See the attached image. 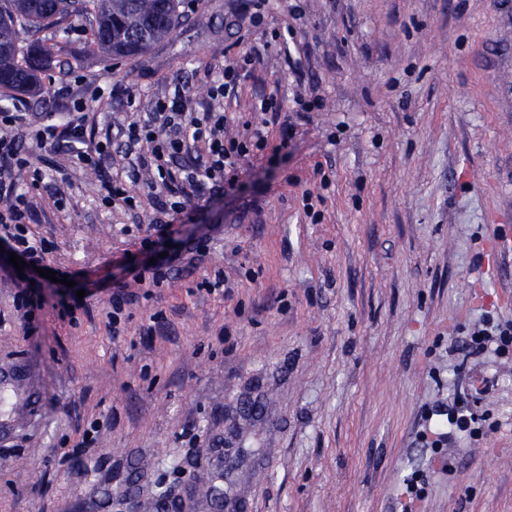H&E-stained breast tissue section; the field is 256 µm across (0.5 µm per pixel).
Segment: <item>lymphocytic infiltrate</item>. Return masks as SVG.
Masks as SVG:
<instances>
[{
	"instance_id": "1",
	"label": "lymphocytic infiltrate",
	"mask_w": 512,
	"mask_h": 512,
	"mask_svg": "<svg viewBox=\"0 0 512 512\" xmlns=\"http://www.w3.org/2000/svg\"><path fill=\"white\" fill-rule=\"evenodd\" d=\"M255 58L251 48L225 61L209 85L207 110L191 111L184 90L178 88L173 96L156 101L145 117L120 129L122 157L135 167L123 176H102L101 200L112 209L135 210L140 202L127 183L137 179L139 169L151 173L155 213L148 221L151 234L141 242L143 250H151L155 239L169 235L172 220L186 214L193 200L211 199L233 188L241 161L251 149L264 147L266 125L279 123L282 103L262 95L258 98L261 124H244L234 136L226 133L224 100ZM86 108L85 101L79 100L58 120L29 125L24 113L0 106V245L40 268L55 244L30 236L33 204L28 192L20 189L18 177L29 165L27 146L31 143L46 151L47 166H54L56 156L63 154L83 167L100 169L102 161L112 155V144L88 145ZM22 126L27 132L20 137L16 131Z\"/></svg>"
}]
</instances>
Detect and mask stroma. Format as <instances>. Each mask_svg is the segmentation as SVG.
I'll list each match as a JSON object with an SVG mask.
<instances>
[{
  "mask_svg": "<svg viewBox=\"0 0 512 512\" xmlns=\"http://www.w3.org/2000/svg\"><path fill=\"white\" fill-rule=\"evenodd\" d=\"M505 4L266 0L257 29L250 0H180L169 38L119 61L66 19L37 91L9 97L28 121L83 98L98 142L183 85L203 111L209 69L251 45L229 131L262 92L295 136L281 147L268 125L236 190L193 201L178 237L202 239L203 261L117 338L107 301L153 215L146 177L129 185L135 213L105 207L99 173L64 157L38 188L21 177L32 231L55 243L46 263L75 285L36 278L29 331L0 251V368L26 363L38 386L0 437V512H121L131 491L158 512L159 487L214 512L206 448L224 451V512H512V355L462 346L486 316L512 320V252L496 246L512 233ZM217 269L232 292H200ZM75 287L89 295L73 325L55 304ZM458 402L479 436L433 447L428 416Z\"/></svg>",
  "mask_w": 512,
  "mask_h": 512,
  "instance_id": "obj_1",
  "label": "stroma"
}]
</instances>
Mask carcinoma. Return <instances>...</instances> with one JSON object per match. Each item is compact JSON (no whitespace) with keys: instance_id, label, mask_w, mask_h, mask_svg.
Instances as JSON below:
<instances>
[{"instance_id":"cac0c4a2","label":"carcinoma","mask_w":512,"mask_h":512,"mask_svg":"<svg viewBox=\"0 0 512 512\" xmlns=\"http://www.w3.org/2000/svg\"><path fill=\"white\" fill-rule=\"evenodd\" d=\"M71 0H0V88L35 91L51 55L45 41L25 39L28 28L57 25ZM91 17L86 46L114 59L148 54L180 21L178 0H80Z\"/></svg>"}]
</instances>
